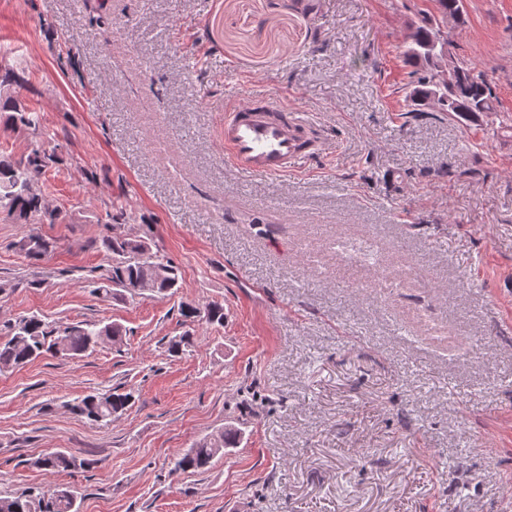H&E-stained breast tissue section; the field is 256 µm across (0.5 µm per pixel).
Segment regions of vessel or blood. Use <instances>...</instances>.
<instances>
[{"instance_id":"obj_1","label":"vessel or blood","mask_w":512,"mask_h":512,"mask_svg":"<svg viewBox=\"0 0 512 512\" xmlns=\"http://www.w3.org/2000/svg\"><path fill=\"white\" fill-rule=\"evenodd\" d=\"M310 134L302 114L262 95L224 111V155L247 175L288 174L307 158Z\"/></svg>"}]
</instances>
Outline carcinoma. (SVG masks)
<instances>
[{
	"mask_svg": "<svg viewBox=\"0 0 512 512\" xmlns=\"http://www.w3.org/2000/svg\"><path fill=\"white\" fill-rule=\"evenodd\" d=\"M437 14H425L420 22L411 24L406 37L403 57L413 67L408 83L410 98L420 112L431 102L448 119L465 127L479 126L483 117L495 111L493 91L489 84L472 70L457 65L451 83L439 88L433 82V70L441 52L440 45L448 41L442 30L448 19L464 21L463 0H434ZM20 77L12 68L0 70V112L8 113L7 121L16 127L40 131V116L30 110L13 91ZM50 140L38 141L28 154L16 157L0 154V213L16 224H57L66 220L63 212L49 208L40 176L55 154L45 148ZM20 252L32 260H40L55 250L56 242L33 228L16 242ZM101 246L111 258L112 265L105 277L96 282L93 292L104 298H124L145 293L164 295L174 291L179 282L178 268L160 254L156 241L148 231L112 233L101 240ZM184 322L204 321L211 325L224 323V305L218 302L205 305L184 303L180 307ZM122 326L103 321L74 324H53L36 316H21L0 338V371L22 367L44 354L66 358L78 357L100 344L114 346L123 343ZM193 344L185 333L167 341V351L177 356ZM133 402L130 391L92 392L68 404L69 410L92 422L108 423L123 415ZM243 430L230 423L220 432L205 436L181 454L175 462L180 471L203 472L212 460L224 454V449L237 447ZM48 470L71 472L91 465L90 460L73 453H48L35 461ZM0 512H79L77 496L67 488L52 493L32 490L12 496H0Z\"/></svg>",
	"mask_w": 512,
	"mask_h": 512,
	"instance_id": "carcinoma-1",
	"label": "carcinoma"
}]
</instances>
